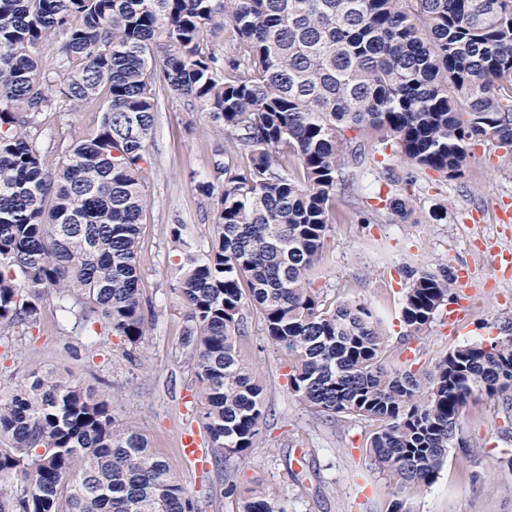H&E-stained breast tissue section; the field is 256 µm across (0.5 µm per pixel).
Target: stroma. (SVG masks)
<instances>
[{
	"label": "stroma",
	"instance_id": "obj_1",
	"mask_svg": "<svg viewBox=\"0 0 512 512\" xmlns=\"http://www.w3.org/2000/svg\"><path fill=\"white\" fill-rule=\"evenodd\" d=\"M103 106L99 99L75 111L38 116L48 167L57 166L73 136L97 130ZM223 147L222 132L204 114L191 110L183 98L160 92L138 252L140 288L153 317L134 349L135 361L126 359L130 347L123 337L107 333L101 324L88 333L74 329L72 317L53 298L45 302L36 328L0 339V396L11 394L35 370H53L114 394L118 420L139 427L202 512H237V498L224 494L229 473L240 487L261 483L279 491L288 499L289 512H387L395 482L366 454L372 425L355 417L329 419L297 401L288 389V355L269 344L263 319L251 306L245 309L247 328L239 348L265 390L269 413L260 440L242 463L233 459L219 466L210 458L196 468L181 455L183 430L201 426L192 402L199 383L182 345L184 313L171 288L180 258L168 227L184 225L195 248L211 244L214 201L200 194L194 181L210 175ZM353 180L372 207L402 194L413 212L405 221L386 217L365 224L348 192L337 191L336 215L312 273L326 303L372 302L388 334L389 361L401 370L427 369L458 345L503 336L512 325V278L498 277L496 288L473 296L469 327L457 335L448 334L437 318L423 336L405 341L400 308L406 268L451 272L468 265L481 278L494 271V250L512 249V154L477 145L464 178L446 180L426 171L409 188L388 180L370 160ZM439 204L447 207L448 217L436 222L431 212ZM470 212L478 213L477 223H467ZM410 345L420 356L408 363L403 355ZM458 433L472 442L469 455L449 451L437 481L405 496V512H512V470L500 463L502 449L512 448V413L505 412L500 399L478 395Z\"/></svg>",
	"mask_w": 512,
	"mask_h": 512
}]
</instances>
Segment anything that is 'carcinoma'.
<instances>
[{
	"mask_svg": "<svg viewBox=\"0 0 512 512\" xmlns=\"http://www.w3.org/2000/svg\"><path fill=\"white\" fill-rule=\"evenodd\" d=\"M228 34L219 45L216 32ZM54 40L58 86L42 67ZM224 131V156L196 184L216 200L215 239L193 250L183 225L172 289L215 456L246 460L266 415L245 365L243 310L288 352V387L334 418L375 427L369 455L399 492L431 486L477 394L512 409V331L459 345L425 373L389 364L372 304L327 307L312 288L336 187L391 150L419 173L465 175L470 148L512 152V0H0V336L40 323L51 296L81 330L100 322L130 345L148 329L138 242L157 90ZM105 94L96 132L47 169L37 117ZM401 220L404 197L386 202ZM401 320L425 333L454 300L447 271L405 270ZM224 495L239 512H288L264 485ZM0 512H200L112 397L33 372L0 398Z\"/></svg>",
	"mask_w": 512,
	"mask_h": 512,
	"instance_id": "1",
	"label": "carcinoma"
}]
</instances>
